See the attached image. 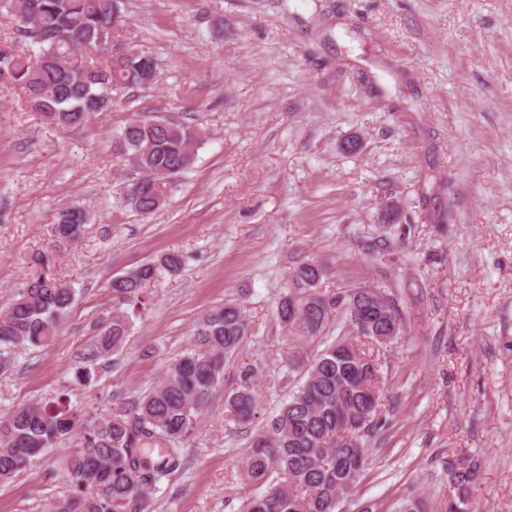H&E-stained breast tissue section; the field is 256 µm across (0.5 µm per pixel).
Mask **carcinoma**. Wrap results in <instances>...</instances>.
Returning a JSON list of instances; mask_svg holds the SVG:
<instances>
[{"label": "carcinoma", "mask_w": 512, "mask_h": 512, "mask_svg": "<svg viewBox=\"0 0 512 512\" xmlns=\"http://www.w3.org/2000/svg\"><path fill=\"white\" fill-rule=\"evenodd\" d=\"M0 13L17 22L23 43L19 50L0 48V87L22 90L50 125L84 124L110 109L112 93L151 85L147 64L156 59L123 41L124 0H0ZM114 143L117 154L138 155L140 169L139 180L116 196V204L148 216L165 203L173 180L193 166L199 135L189 126L134 112L114 133ZM87 224L84 208L68 207L51 237L58 245L74 243ZM26 266L24 281L0 311L4 372L18 352L44 348L56 338L76 299L75 289L55 277L53 250L32 252ZM182 268V255L166 252L112 279V319L96 336L89 360L121 351L147 284ZM324 276L320 264L299 265L277 303L282 328L313 339L334 318L336 337L311 357L289 356L288 376L300 379L249 440L242 475L257 493L246 497L243 512H336L359 485L366 439L387 423L382 364L365 344L394 342L390 324L401 325L395 296L383 288L325 293ZM247 330L241 305L226 303L202 316L193 347L170 359L161 381L140 395H118L99 413L82 414L58 398L23 403L0 416V482L78 432L80 448L66 459L72 495L61 512H150L151 491L185 467V447ZM253 373L242 371L240 382L224 393V416L240 426L258 417ZM446 472L456 490L450 512H468L476 462L450 459Z\"/></svg>", "instance_id": "cac0c4a2"}]
</instances>
